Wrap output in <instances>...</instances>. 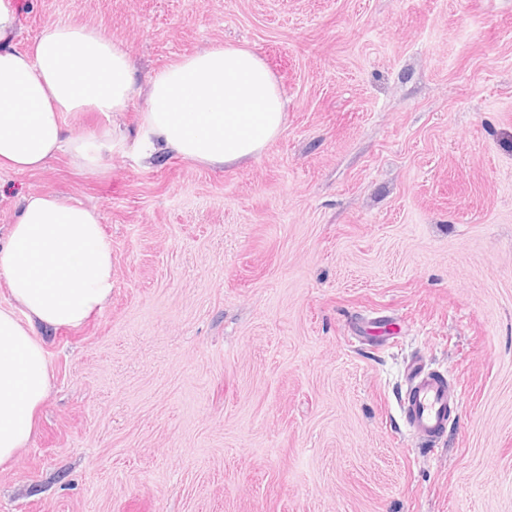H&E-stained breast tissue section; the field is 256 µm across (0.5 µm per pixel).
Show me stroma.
Segmentation results:
<instances>
[{"label":"stroma","instance_id":"35a3bbf8","mask_svg":"<svg viewBox=\"0 0 512 512\" xmlns=\"http://www.w3.org/2000/svg\"><path fill=\"white\" fill-rule=\"evenodd\" d=\"M130 47L139 79L244 45L288 101L239 166L0 170L96 208L112 298L49 333L51 391L0 512H512V0H15ZM459 395L425 444L414 362Z\"/></svg>","mask_w":512,"mask_h":512}]
</instances>
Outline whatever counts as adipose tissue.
<instances>
[{
  "label": "adipose tissue",
  "instance_id": "1",
  "mask_svg": "<svg viewBox=\"0 0 512 512\" xmlns=\"http://www.w3.org/2000/svg\"><path fill=\"white\" fill-rule=\"evenodd\" d=\"M19 20L0 0V169L42 170L58 154L96 171L124 154L119 129L75 134L66 112L129 111L145 97V156L168 152L214 167L258 157L284 125L286 102L265 61L244 47L213 45L156 73L148 90L129 50L85 25L44 24L14 47ZM0 466L30 440L51 388L44 331L77 327L112 295V249L99 211L52 194L24 197L0 240Z\"/></svg>",
  "mask_w": 512,
  "mask_h": 512
}]
</instances>
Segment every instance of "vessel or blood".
Here are the masks:
<instances>
[{
	"instance_id": "b4317fda",
	"label": "vessel or blood",
	"mask_w": 512,
	"mask_h": 512,
	"mask_svg": "<svg viewBox=\"0 0 512 512\" xmlns=\"http://www.w3.org/2000/svg\"><path fill=\"white\" fill-rule=\"evenodd\" d=\"M406 383L400 411L409 433L426 440L438 438L448 426V409L454 402L447 378L419 363L409 371Z\"/></svg>"
}]
</instances>
